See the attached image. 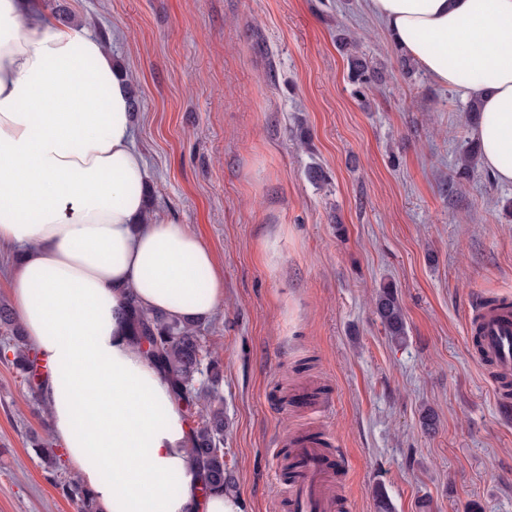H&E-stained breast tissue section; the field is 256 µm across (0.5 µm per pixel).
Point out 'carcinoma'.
I'll use <instances>...</instances> for the list:
<instances>
[{
	"label": "carcinoma",
	"instance_id": "cac0c4a2",
	"mask_svg": "<svg viewBox=\"0 0 512 512\" xmlns=\"http://www.w3.org/2000/svg\"><path fill=\"white\" fill-rule=\"evenodd\" d=\"M339 47L346 51L349 77L361 87L369 85L376 71L367 59L352 52L354 42L337 35ZM480 150L477 144L466 147L457 159L456 184L470 181L477 171ZM376 313L392 341L406 339L407 325L403 309L392 284H384L375 299ZM127 324L131 342L170 383L182 404L185 417L193 418L190 454L199 465L204 490L232 492L235 482L224 461V401L218 385L224 378L220 360L211 356L203 345L195 324L148 313L135 303L129 304ZM0 332L4 349L12 352L10 364L26 383L32 397L40 399L39 372L28 348L23 330L5 302H0ZM56 485L67 497L80 500L82 512H97L92 497L75 479L58 480Z\"/></svg>",
	"mask_w": 512,
	"mask_h": 512
}]
</instances>
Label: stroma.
Returning a JSON list of instances; mask_svg holds the SVG:
<instances>
[{
    "mask_svg": "<svg viewBox=\"0 0 512 512\" xmlns=\"http://www.w3.org/2000/svg\"><path fill=\"white\" fill-rule=\"evenodd\" d=\"M40 2L106 42L137 101L153 218L191 227L224 274L200 333L224 362L243 512H278V440L306 429L315 390L333 400L349 512H377L378 488L392 512H512V419L468 334L475 300L512 299V184L484 169L451 189L472 139L465 98L405 75L365 0ZM341 33L380 81L348 80ZM313 163L322 185L305 176ZM385 283L401 344L374 312ZM45 419L0 359V512H79L32 446L54 444ZM376 313L387 333L395 343L406 339L407 325L403 309L392 284H384L375 299Z\"/></svg>",
    "mask_w": 512,
    "mask_h": 512,
    "instance_id": "35a3bbf8",
    "label": "stroma"
}]
</instances>
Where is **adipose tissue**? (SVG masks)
Segmentation results:
<instances>
[{
	"label": "adipose tissue",
	"mask_w": 512,
	"mask_h": 512,
	"mask_svg": "<svg viewBox=\"0 0 512 512\" xmlns=\"http://www.w3.org/2000/svg\"><path fill=\"white\" fill-rule=\"evenodd\" d=\"M436 83L480 99L484 167L512 184V0H367ZM125 77L38 0H0V280L42 366L53 438L97 512H242L202 495L191 430L125 327L128 296L172 319L224 303L212 251L146 220Z\"/></svg>",
	"instance_id": "obj_1"
}]
</instances>
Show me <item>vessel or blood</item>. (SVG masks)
Instances as JSON below:
<instances>
[{
    "label": "vessel or blood",
    "instance_id": "1",
    "mask_svg": "<svg viewBox=\"0 0 512 512\" xmlns=\"http://www.w3.org/2000/svg\"><path fill=\"white\" fill-rule=\"evenodd\" d=\"M478 345L476 357L491 367L497 385L512 381V306L500 303L480 308L476 314ZM330 433L315 436L288 435L282 446L300 467L284 485L288 512H343L345 503L332 490L331 475L342 468L344 459L331 456L325 444Z\"/></svg>",
    "mask_w": 512,
    "mask_h": 512
}]
</instances>
